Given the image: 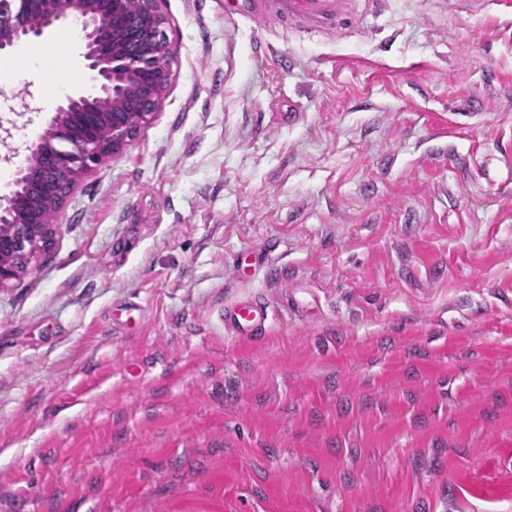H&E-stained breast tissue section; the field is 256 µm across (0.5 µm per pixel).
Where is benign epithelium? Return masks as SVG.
Masks as SVG:
<instances>
[{
  "instance_id": "obj_1",
  "label": "benign epithelium",
  "mask_w": 512,
  "mask_h": 512,
  "mask_svg": "<svg viewBox=\"0 0 512 512\" xmlns=\"http://www.w3.org/2000/svg\"><path fill=\"white\" fill-rule=\"evenodd\" d=\"M160 0H0V53L74 21L94 92L67 96L14 166L12 189L0 195V288L52 244L56 225L42 220L52 196L61 209L90 169L116 154L158 112L175 54L163 30Z\"/></svg>"
}]
</instances>
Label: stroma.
<instances>
[{
  "instance_id": "obj_1",
  "label": "stroma",
  "mask_w": 512,
  "mask_h": 512,
  "mask_svg": "<svg viewBox=\"0 0 512 512\" xmlns=\"http://www.w3.org/2000/svg\"><path fill=\"white\" fill-rule=\"evenodd\" d=\"M159 8L161 108L0 289V512H512V0ZM33 46L21 148L88 87ZM267 318V307L256 300L238 303L224 310V325L239 335L261 336Z\"/></svg>"
}]
</instances>
